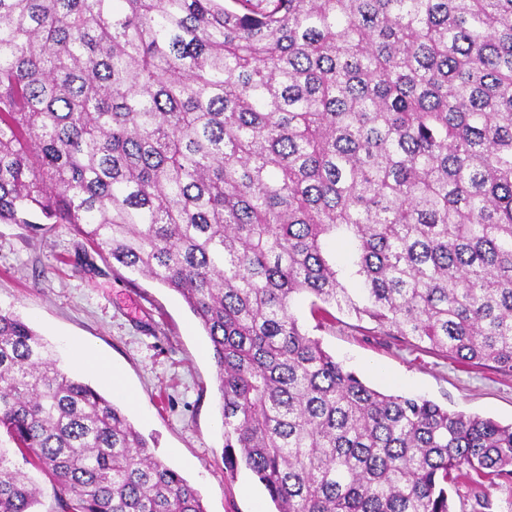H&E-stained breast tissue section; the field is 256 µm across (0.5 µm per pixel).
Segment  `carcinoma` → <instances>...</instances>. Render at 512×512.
Here are the masks:
<instances>
[{
    "instance_id": "obj_1",
    "label": "carcinoma",
    "mask_w": 512,
    "mask_h": 512,
    "mask_svg": "<svg viewBox=\"0 0 512 512\" xmlns=\"http://www.w3.org/2000/svg\"><path fill=\"white\" fill-rule=\"evenodd\" d=\"M0 224H65L184 299L224 467L276 512L512 479V424L367 385L294 312L512 372V0H0ZM0 432L56 512H206L2 309ZM38 495L0 445V512Z\"/></svg>"
}]
</instances>
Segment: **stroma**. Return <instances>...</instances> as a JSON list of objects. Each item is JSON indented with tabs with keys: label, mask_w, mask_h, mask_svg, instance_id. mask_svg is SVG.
Returning <instances> with one entry per match:
<instances>
[{
	"label": "stroma",
	"mask_w": 512,
	"mask_h": 512,
	"mask_svg": "<svg viewBox=\"0 0 512 512\" xmlns=\"http://www.w3.org/2000/svg\"><path fill=\"white\" fill-rule=\"evenodd\" d=\"M31 323L64 367L116 399L155 454L201 495L206 512H273L247 470H224L217 375L209 341L184 300L148 278L113 272L66 225L35 231L0 224V309ZM297 314L310 335L364 381L445 407L512 423V373L457 367L345 317L317 325L308 304ZM112 363L118 381L85 368L75 346Z\"/></svg>",
	"instance_id": "obj_1"
}]
</instances>
